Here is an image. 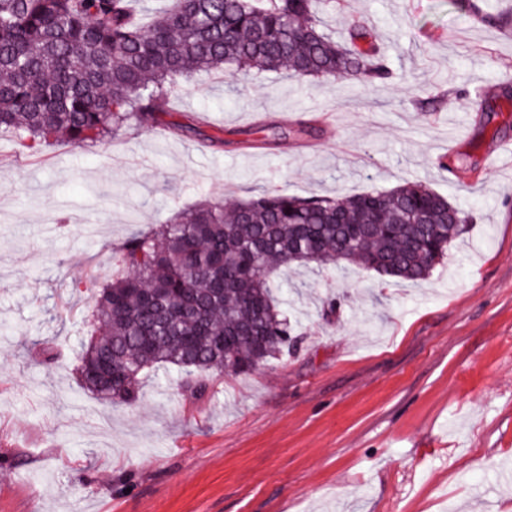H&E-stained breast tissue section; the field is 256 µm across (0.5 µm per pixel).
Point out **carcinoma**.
<instances>
[{
	"instance_id": "obj_1",
	"label": "carcinoma",
	"mask_w": 512,
	"mask_h": 512,
	"mask_svg": "<svg viewBox=\"0 0 512 512\" xmlns=\"http://www.w3.org/2000/svg\"><path fill=\"white\" fill-rule=\"evenodd\" d=\"M145 2L0 0V136L38 153L153 129L181 82L213 72L389 75L371 32L356 25L336 42L315 0H173L151 12ZM471 223L421 182L334 197L274 187L183 210L127 237L112 276L90 283L79 384L135 407L144 376L177 368L197 373L179 387L202 393L210 372L245 374L288 354L292 327L273 293L281 268L352 264L382 286L418 283Z\"/></svg>"
}]
</instances>
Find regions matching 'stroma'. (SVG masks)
I'll use <instances>...</instances> for the list:
<instances>
[{
	"label": "stroma",
	"mask_w": 512,
	"mask_h": 512,
	"mask_svg": "<svg viewBox=\"0 0 512 512\" xmlns=\"http://www.w3.org/2000/svg\"><path fill=\"white\" fill-rule=\"evenodd\" d=\"M475 2L320 0L329 36L371 31L385 80L213 74L171 99L180 132L35 155L0 137V512H512V156L491 160L512 141V0ZM408 181L473 217L425 282L288 268V356L201 396L146 378L135 408L81 388L72 279H107L111 245L272 182Z\"/></svg>",
	"instance_id": "stroma-1"
}]
</instances>
